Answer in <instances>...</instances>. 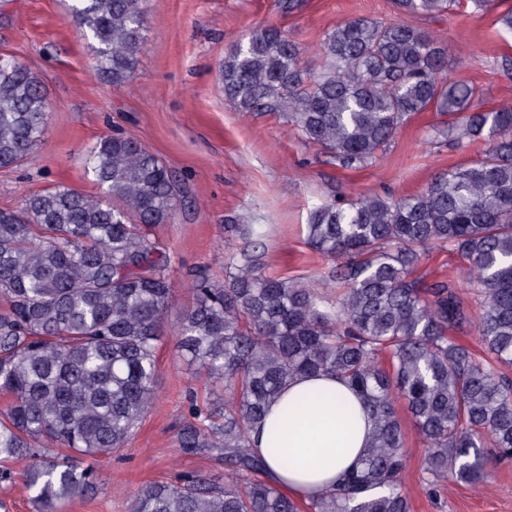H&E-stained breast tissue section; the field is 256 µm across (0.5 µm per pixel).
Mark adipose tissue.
<instances>
[{"instance_id":"ef3b65f1","label":"adipose tissue","mask_w":512,"mask_h":512,"mask_svg":"<svg viewBox=\"0 0 512 512\" xmlns=\"http://www.w3.org/2000/svg\"><path fill=\"white\" fill-rule=\"evenodd\" d=\"M374 428L363 400L335 375L292 380L252 435L289 496L312 500L359 467Z\"/></svg>"}]
</instances>
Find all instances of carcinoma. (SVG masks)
Returning <instances> with one entry per match:
<instances>
[{
	"label": "carcinoma",
	"instance_id": "obj_1",
	"mask_svg": "<svg viewBox=\"0 0 512 512\" xmlns=\"http://www.w3.org/2000/svg\"><path fill=\"white\" fill-rule=\"evenodd\" d=\"M409 15L450 12L456 0H395ZM144 0H68L67 17L93 52V70L121 87L142 48ZM274 26L224 58V99L241 112H281L345 168L375 158L398 128L434 107L448 135L487 144L484 157L439 174L417 194H358L313 207L306 243L330 261L322 283L265 276L248 224L227 229L224 280L201 274L180 316L177 347L210 386L181 432L188 451L215 452L227 478L183 476L142 487L130 512H300L266 477L251 431L296 376L331 372L374 418L361 465L310 502L313 512H409L402 403L425 442L426 490L452 471L478 482L512 461V110H484L476 87L448 76L436 39L399 21L346 20L326 34L319 70ZM44 81L0 53V168L30 160L46 133ZM99 189L56 184L0 209V461L21 476L36 512L92 487L97 469L60 457L102 458L124 447L156 396V351L173 300L167 258L150 228L177 208L172 173L141 143L99 138L83 157ZM432 249L467 261L479 298L466 314L455 286L413 277ZM474 328L486 357L448 335ZM494 447L483 455V440Z\"/></svg>",
	"mask_w": 512,
	"mask_h": 512
}]
</instances>
